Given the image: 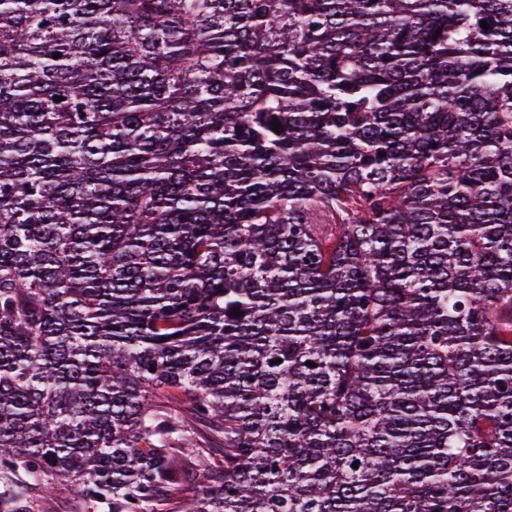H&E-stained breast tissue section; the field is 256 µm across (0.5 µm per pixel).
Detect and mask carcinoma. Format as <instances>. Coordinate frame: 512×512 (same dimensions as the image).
I'll use <instances>...</instances> for the list:
<instances>
[{"label": "carcinoma", "instance_id": "cac0c4a2", "mask_svg": "<svg viewBox=\"0 0 512 512\" xmlns=\"http://www.w3.org/2000/svg\"><path fill=\"white\" fill-rule=\"evenodd\" d=\"M59 478L512 512V0H0V512Z\"/></svg>", "mask_w": 512, "mask_h": 512}]
</instances>
